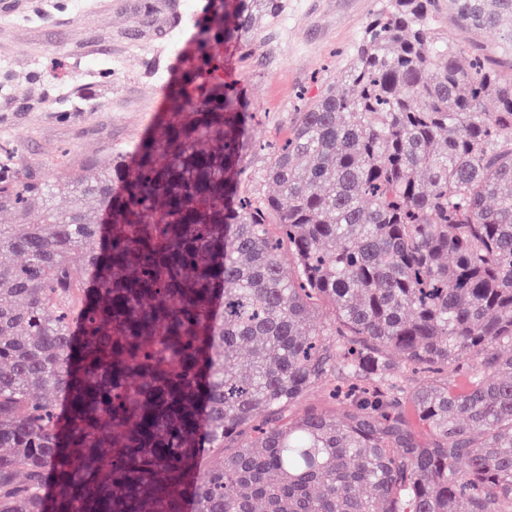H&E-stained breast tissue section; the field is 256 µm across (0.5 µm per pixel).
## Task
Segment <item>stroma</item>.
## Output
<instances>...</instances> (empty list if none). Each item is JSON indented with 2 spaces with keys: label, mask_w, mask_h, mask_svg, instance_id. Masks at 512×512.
I'll use <instances>...</instances> for the list:
<instances>
[{
  "label": "stroma",
  "mask_w": 512,
  "mask_h": 512,
  "mask_svg": "<svg viewBox=\"0 0 512 512\" xmlns=\"http://www.w3.org/2000/svg\"><path fill=\"white\" fill-rule=\"evenodd\" d=\"M153 24L137 27L140 2ZM382 0H285L274 20L257 19L225 45L224 77L256 119L251 142L284 137L302 100L338 76ZM207 0H0V138L43 161L65 155L100 167L111 147L138 141L159 122L168 85L193 63V23ZM448 44L481 52L498 29L470 33L441 15ZM110 73L103 83L101 73Z\"/></svg>",
  "instance_id": "obj_1"
}]
</instances>
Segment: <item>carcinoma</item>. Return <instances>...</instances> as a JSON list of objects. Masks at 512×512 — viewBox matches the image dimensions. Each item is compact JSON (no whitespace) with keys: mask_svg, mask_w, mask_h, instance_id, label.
<instances>
[{"mask_svg":"<svg viewBox=\"0 0 512 512\" xmlns=\"http://www.w3.org/2000/svg\"><path fill=\"white\" fill-rule=\"evenodd\" d=\"M440 5L383 0L273 196L222 52L282 0L209 3L107 165L0 146V512H512V0H448L511 25L472 63ZM332 377L338 413L292 415Z\"/></svg>","mask_w":512,"mask_h":512,"instance_id":"carcinoma-1","label":"carcinoma"}]
</instances>
